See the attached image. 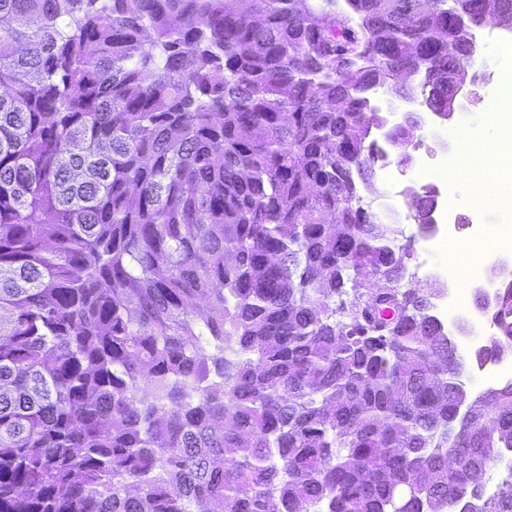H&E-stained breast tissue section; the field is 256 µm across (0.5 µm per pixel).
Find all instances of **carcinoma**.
Wrapping results in <instances>:
<instances>
[{"label": "carcinoma", "instance_id": "obj_1", "mask_svg": "<svg viewBox=\"0 0 512 512\" xmlns=\"http://www.w3.org/2000/svg\"><path fill=\"white\" fill-rule=\"evenodd\" d=\"M416 2L0 0V512H512V382L362 194L372 97L482 64ZM474 382L485 389L503 381H512V354L506 352L487 361L475 374Z\"/></svg>", "mask_w": 512, "mask_h": 512}]
</instances>
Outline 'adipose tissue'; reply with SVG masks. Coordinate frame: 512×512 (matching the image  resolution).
Here are the masks:
<instances>
[{
  "label": "adipose tissue",
  "instance_id": "ef3b65f1",
  "mask_svg": "<svg viewBox=\"0 0 512 512\" xmlns=\"http://www.w3.org/2000/svg\"><path fill=\"white\" fill-rule=\"evenodd\" d=\"M494 121L474 129L469 122L450 127L448 182L467 200L480 202L494 186L495 174L512 168V86L503 85L491 106Z\"/></svg>",
  "mask_w": 512,
  "mask_h": 512
}]
</instances>
